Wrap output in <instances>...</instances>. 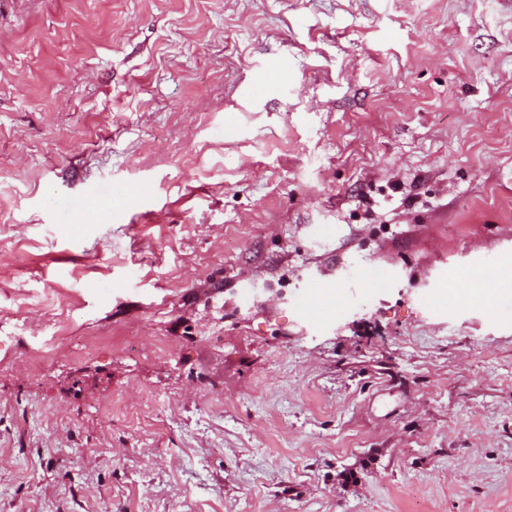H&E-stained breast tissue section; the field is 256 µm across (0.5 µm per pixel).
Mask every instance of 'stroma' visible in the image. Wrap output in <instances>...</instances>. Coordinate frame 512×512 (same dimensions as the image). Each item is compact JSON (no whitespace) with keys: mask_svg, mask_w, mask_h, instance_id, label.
Here are the masks:
<instances>
[{"mask_svg":"<svg viewBox=\"0 0 512 512\" xmlns=\"http://www.w3.org/2000/svg\"><path fill=\"white\" fill-rule=\"evenodd\" d=\"M509 267L496 0H0V512H512Z\"/></svg>","mask_w":512,"mask_h":512,"instance_id":"stroma-1","label":"stroma"}]
</instances>
